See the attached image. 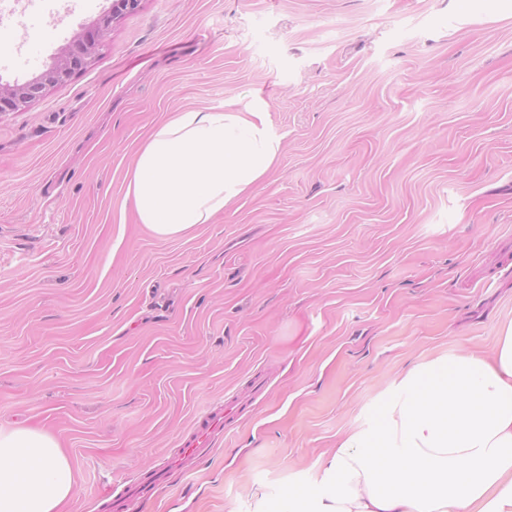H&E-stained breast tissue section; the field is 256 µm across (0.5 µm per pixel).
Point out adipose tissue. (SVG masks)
Masks as SVG:
<instances>
[{
	"label": "adipose tissue",
	"mask_w": 512,
	"mask_h": 512,
	"mask_svg": "<svg viewBox=\"0 0 512 512\" xmlns=\"http://www.w3.org/2000/svg\"><path fill=\"white\" fill-rule=\"evenodd\" d=\"M281 137L262 107L174 113L126 175L139 223L189 236L250 195ZM77 493L69 458L47 432L0 430V512H60ZM253 512H512V326L493 356H430L375 403L372 421L339 441L313 487Z\"/></svg>",
	"instance_id": "obj_1"
}]
</instances>
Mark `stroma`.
Returning <instances> with one entry per match:
<instances>
[{
    "mask_svg": "<svg viewBox=\"0 0 512 512\" xmlns=\"http://www.w3.org/2000/svg\"><path fill=\"white\" fill-rule=\"evenodd\" d=\"M111 0H0L45 71ZM265 102L279 159L165 240L125 175L169 114ZM512 325V0H142L92 63L0 114V427L54 436L112 512L216 407L224 433L136 512H250L310 486L427 353Z\"/></svg>",
    "mask_w": 512,
    "mask_h": 512,
    "instance_id": "1",
    "label": "stroma"
}]
</instances>
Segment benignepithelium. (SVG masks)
Returning <instances> with one entry per match:
<instances>
[{"label": "benign epithelium", "mask_w": 512, "mask_h": 512, "mask_svg": "<svg viewBox=\"0 0 512 512\" xmlns=\"http://www.w3.org/2000/svg\"><path fill=\"white\" fill-rule=\"evenodd\" d=\"M142 0H112L111 10L92 29L79 32L71 44L62 48L52 65L39 77L22 85L0 84V114L24 110L48 86L66 83L76 72L91 63L96 49L112 22L137 11Z\"/></svg>", "instance_id": "7a95c632"}]
</instances>
